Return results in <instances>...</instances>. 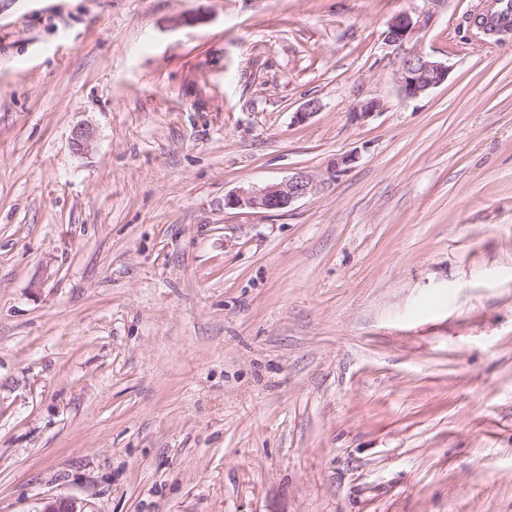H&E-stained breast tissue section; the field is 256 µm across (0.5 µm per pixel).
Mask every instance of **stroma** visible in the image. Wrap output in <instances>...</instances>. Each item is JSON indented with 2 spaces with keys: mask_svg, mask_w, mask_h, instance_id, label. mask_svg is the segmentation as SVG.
<instances>
[{
  "mask_svg": "<svg viewBox=\"0 0 512 512\" xmlns=\"http://www.w3.org/2000/svg\"><path fill=\"white\" fill-rule=\"evenodd\" d=\"M481 2L0 0V512H512ZM402 12L449 66L411 100ZM298 170L289 208L224 205ZM421 28V20L404 12L396 15L389 25L387 42L397 49H402L409 43Z\"/></svg>",
  "mask_w": 512,
  "mask_h": 512,
  "instance_id": "obj_1",
  "label": "stroma"
}]
</instances>
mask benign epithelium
Instances as JSON below:
<instances>
[{"mask_svg": "<svg viewBox=\"0 0 512 512\" xmlns=\"http://www.w3.org/2000/svg\"><path fill=\"white\" fill-rule=\"evenodd\" d=\"M421 28V20L404 12L389 25L387 42L399 49L405 47ZM449 66L421 52L406 53L396 72L401 97L417 99L448 79ZM94 137L93 129L79 125L73 129L71 144L75 152H83ZM314 178L297 171L284 180L263 187L239 188L224 198V206L233 209L279 211L313 193ZM39 512H84L74 499L46 498Z\"/></svg>", "mask_w": 512, "mask_h": 512, "instance_id": "7a95c632", "label": "benign epithelium"}]
</instances>
